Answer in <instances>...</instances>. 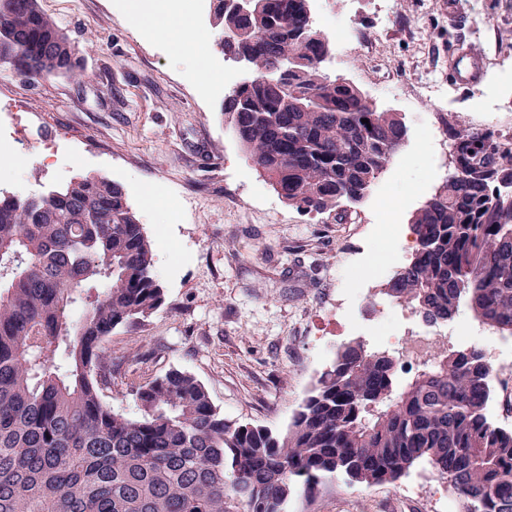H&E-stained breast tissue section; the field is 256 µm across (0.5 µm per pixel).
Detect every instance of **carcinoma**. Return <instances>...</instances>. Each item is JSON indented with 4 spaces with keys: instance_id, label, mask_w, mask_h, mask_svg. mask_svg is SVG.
I'll use <instances>...</instances> for the list:
<instances>
[{
    "instance_id": "1",
    "label": "carcinoma",
    "mask_w": 512,
    "mask_h": 512,
    "mask_svg": "<svg viewBox=\"0 0 512 512\" xmlns=\"http://www.w3.org/2000/svg\"><path fill=\"white\" fill-rule=\"evenodd\" d=\"M215 2L221 51L253 71L224 96L251 165L304 214L359 203L404 145L402 118L323 70L330 42L309 0H256L249 17ZM2 56L30 79L79 70L37 0H0ZM453 146L462 171L412 215L415 253L386 295L428 323L464 301L512 333V141L484 129L454 133ZM14 254L23 263L0 265V512H288L326 478L393 484L417 462L463 512H512V429L487 415L481 351H451L398 390L393 355L349 342L279 435L224 418L179 369L139 387L130 417L103 399L104 341L145 325L164 293L121 185L0 190V260Z\"/></svg>"
}]
</instances>
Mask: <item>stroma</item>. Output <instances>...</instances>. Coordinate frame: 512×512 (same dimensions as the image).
Masks as SVG:
<instances>
[{
	"label": "stroma",
	"mask_w": 512,
	"mask_h": 512,
	"mask_svg": "<svg viewBox=\"0 0 512 512\" xmlns=\"http://www.w3.org/2000/svg\"><path fill=\"white\" fill-rule=\"evenodd\" d=\"M143 25L116 0H38L69 37L85 75L29 80L0 67V101L15 105L21 178L0 188L37 194L79 176L119 183L154 244L165 303L144 326L105 340L112 383L103 398L135 410V389L172 369L192 373L225 418L286 432L322 372L357 333L336 313V293L354 287L373 255L396 271L410 250L389 251L385 204L396 223L443 185L453 169L451 132L512 130V0H459L484 28L456 33L448 0H312L313 15L345 18L355 43L333 41L325 65L408 127L400 153L381 176L394 192L312 216L288 206L251 166L222 112L223 85L202 83L180 56L223 70L221 29L210 0H151ZM190 14L183 34L167 15ZM484 60L474 85L452 78L456 38ZM368 44L372 54L358 52ZM158 188L162 224L145 218L144 192ZM413 489L405 497L404 489ZM448 489L417 464L398 482L366 487L343 477L315 495H296L288 512H448Z\"/></svg>",
	"instance_id": "stroma-1"
}]
</instances>
